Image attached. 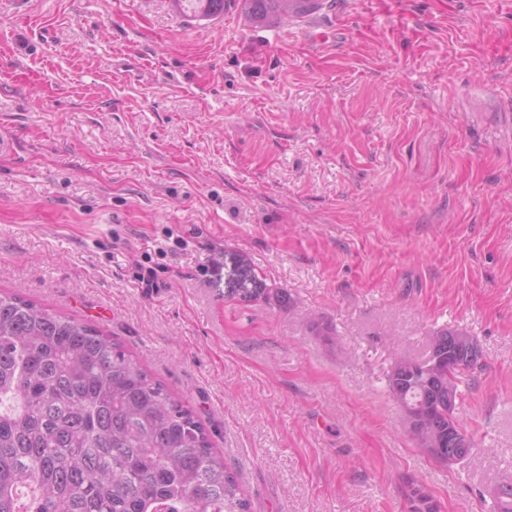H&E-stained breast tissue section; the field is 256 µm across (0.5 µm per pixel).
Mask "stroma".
I'll list each match as a JSON object with an SVG mask.
<instances>
[{"instance_id":"1","label":"stroma","mask_w":512,"mask_h":512,"mask_svg":"<svg viewBox=\"0 0 512 512\" xmlns=\"http://www.w3.org/2000/svg\"><path fill=\"white\" fill-rule=\"evenodd\" d=\"M335 17L0 0V291L122 344L251 512H414L413 486L490 512L512 481V0ZM443 327L482 350L447 468L387 388Z\"/></svg>"}]
</instances>
